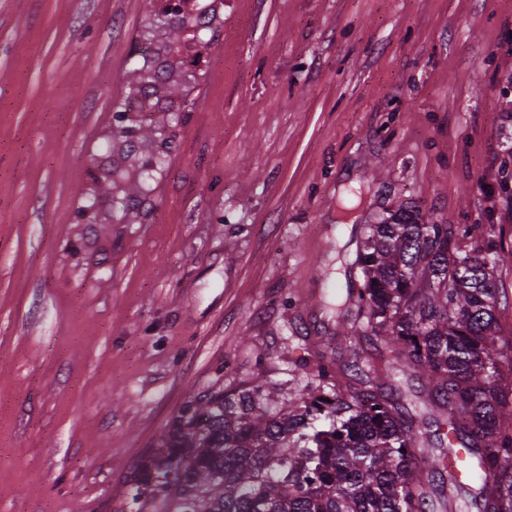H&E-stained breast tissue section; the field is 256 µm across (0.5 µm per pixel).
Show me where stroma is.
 I'll return each instance as SVG.
<instances>
[{
	"label": "stroma",
	"mask_w": 512,
	"mask_h": 512,
	"mask_svg": "<svg viewBox=\"0 0 512 512\" xmlns=\"http://www.w3.org/2000/svg\"><path fill=\"white\" fill-rule=\"evenodd\" d=\"M157 16L0 0V512H154L129 491L190 399L355 374L377 342L338 306L383 212L512 242V0H218L179 125L122 137L129 89L183 86L139 56L179 38Z\"/></svg>",
	"instance_id": "1"
}]
</instances>
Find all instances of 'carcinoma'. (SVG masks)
Returning a JSON list of instances; mask_svg holds the SVG:
<instances>
[{"instance_id":"1","label":"carcinoma","mask_w":512,"mask_h":512,"mask_svg":"<svg viewBox=\"0 0 512 512\" xmlns=\"http://www.w3.org/2000/svg\"><path fill=\"white\" fill-rule=\"evenodd\" d=\"M196 40L197 20L165 10ZM152 92L117 106L150 112ZM503 228L481 233L401 204L364 225L346 320L380 343L355 382L320 363L307 399L270 404L263 385L191 399L134 482L155 512H512V343L499 336ZM423 381L432 421L392 380ZM467 448L481 478L448 456Z\"/></svg>"}]
</instances>
